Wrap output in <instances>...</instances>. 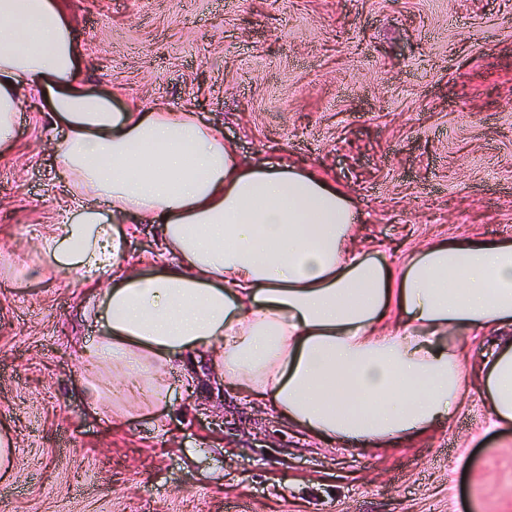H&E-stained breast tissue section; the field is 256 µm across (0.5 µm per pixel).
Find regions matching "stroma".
<instances>
[{
    "mask_svg": "<svg viewBox=\"0 0 512 512\" xmlns=\"http://www.w3.org/2000/svg\"><path fill=\"white\" fill-rule=\"evenodd\" d=\"M89 90L193 109L240 158L318 169L354 197L358 248L400 259L512 241V0H68ZM46 101L0 153V512H512V424L477 390L397 449L282 427L198 360L167 429L89 411L75 343L101 335L72 276L40 273L63 217Z\"/></svg>",
    "mask_w": 512,
    "mask_h": 512,
    "instance_id": "1",
    "label": "stroma"
}]
</instances>
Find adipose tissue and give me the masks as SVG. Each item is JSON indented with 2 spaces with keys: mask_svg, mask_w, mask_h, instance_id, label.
<instances>
[{
  "mask_svg": "<svg viewBox=\"0 0 512 512\" xmlns=\"http://www.w3.org/2000/svg\"><path fill=\"white\" fill-rule=\"evenodd\" d=\"M81 55L65 0H0V147L25 99L48 97L75 215L42 240V265L111 278L95 309L104 331L75 354L146 390L118 417L167 403L170 367L193 355L321 440L395 448L452 416L468 375L448 339L512 325V243L439 241L396 266L356 251L345 189L243 162L193 112L117 110L85 88ZM133 224L156 225L164 266L130 264ZM480 383L493 417L512 421V336Z\"/></svg>",
  "mask_w": 512,
  "mask_h": 512,
  "instance_id": "1",
  "label": "adipose tissue"
}]
</instances>
